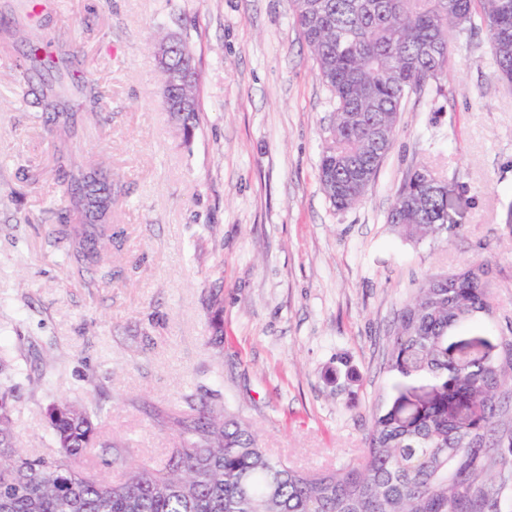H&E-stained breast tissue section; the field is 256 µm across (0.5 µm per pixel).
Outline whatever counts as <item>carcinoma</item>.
Returning a JSON list of instances; mask_svg holds the SVG:
<instances>
[{"instance_id":"obj_1","label":"carcinoma","mask_w":512,"mask_h":512,"mask_svg":"<svg viewBox=\"0 0 512 512\" xmlns=\"http://www.w3.org/2000/svg\"><path fill=\"white\" fill-rule=\"evenodd\" d=\"M501 79L512 86V0H291L320 80L335 100L331 143L319 179L338 210L364 199L397 136L402 103L447 71L451 32L475 26V2ZM60 134L75 132V113L46 103ZM387 123L391 134L373 148L367 129ZM73 213L52 231L66 243L68 267L81 275L99 267L112 277V178L102 166L60 169ZM425 166L408 169L387 222L416 243L448 241V195ZM487 261L452 276H423L402 308L388 372L427 381L429 399L415 409L408 388L372 414L368 445L355 464L310 474L270 457L238 416L206 396L155 420L176 431L180 447L162 468L129 448L97 441L93 415L67 401L48 405L56 453L24 455L11 429L13 391L0 390V512H485L494 493L477 486L489 466H512V341L504 353L460 360L448 332L493 314ZM209 343L224 346L223 300L212 291ZM490 448L509 454L489 455ZM116 464L114 482L84 475L85 464Z\"/></svg>"}]
</instances>
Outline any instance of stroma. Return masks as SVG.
<instances>
[{
	"instance_id": "obj_1",
	"label": "stroma",
	"mask_w": 512,
	"mask_h": 512,
	"mask_svg": "<svg viewBox=\"0 0 512 512\" xmlns=\"http://www.w3.org/2000/svg\"><path fill=\"white\" fill-rule=\"evenodd\" d=\"M34 11L65 57L56 91L78 115L68 143L112 173V280L71 273L51 231L71 203L60 137L25 77ZM0 347L12 428L29 456L53 453L46 408H100L105 438L155 466L175 444L150 417L197 387L263 448L318 472L354 462L391 397L387 360L418 280L488 259L493 318L450 342L512 336V89L486 30L453 38L440 91L404 101L395 145L364 201L336 210L318 164L334 110L290 0H0ZM186 39L198 69L191 138L161 103L157 43ZM98 93L88 105L77 91ZM424 165L461 231L413 243L387 224L404 173ZM224 299V350L207 344L206 298Z\"/></svg>"
}]
</instances>
